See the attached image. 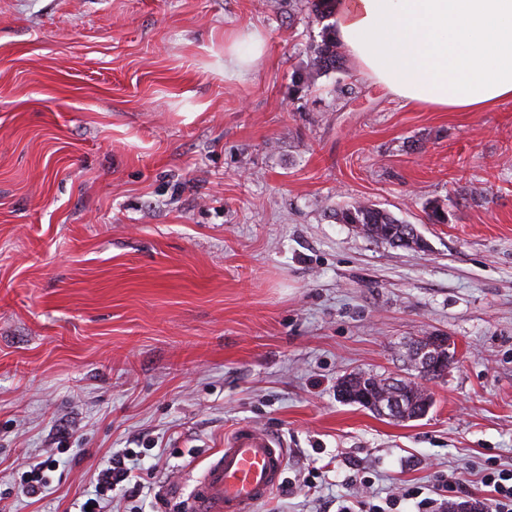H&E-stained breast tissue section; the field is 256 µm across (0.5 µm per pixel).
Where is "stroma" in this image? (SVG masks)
Returning a JSON list of instances; mask_svg holds the SVG:
<instances>
[{
    "label": "stroma",
    "instance_id": "obj_1",
    "mask_svg": "<svg viewBox=\"0 0 512 512\" xmlns=\"http://www.w3.org/2000/svg\"><path fill=\"white\" fill-rule=\"evenodd\" d=\"M243 30L265 53L224 69ZM321 30L288 0H0V503L72 512L110 452L151 491L109 512H184L235 427L280 436L258 512H337L439 474L485 499L512 468V100L438 112L335 76L294 91ZM481 196L469 197L471 187ZM366 202L427 251L337 223ZM437 202L448 221L429 223ZM448 337L433 404L397 421L336 397L410 377ZM57 458L42 497L11 495Z\"/></svg>",
    "mask_w": 512,
    "mask_h": 512
}]
</instances>
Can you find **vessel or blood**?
I'll use <instances>...</instances> for the list:
<instances>
[{"label":"vessel or blood","instance_id":"vessel-or-blood-1","mask_svg":"<svg viewBox=\"0 0 512 512\" xmlns=\"http://www.w3.org/2000/svg\"><path fill=\"white\" fill-rule=\"evenodd\" d=\"M286 457L279 437L238 426L197 478L189 512H256L281 485Z\"/></svg>","mask_w":512,"mask_h":512}]
</instances>
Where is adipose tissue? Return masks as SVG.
I'll list each match as a JSON object with an SVG mask.
<instances>
[{
    "mask_svg": "<svg viewBox=\"0 0 512 512\" xmlns=\"http://www.w3.org/2000/svg\"><path fill=\"white\" fill-rule=\"evenodd\" d=\"M359 74L444 112L512 99V0H336L329 19Z\"/></svg>",
    "mask_w": 512,
    "mask_h": 512,
    "instance_id": "ef3b65f1",
    "label": "adipose tissue"
}]
</instances>
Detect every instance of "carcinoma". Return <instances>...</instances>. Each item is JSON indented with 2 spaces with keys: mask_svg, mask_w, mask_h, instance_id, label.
<instances>
[{
  "mask_svg": "<svg viewBox=\"0 0 512 512\" xmlns=\"http://www.w3.org/2000/svg\"><path fill=\"white\" fill-rule=\"evenodd\" d=\"M333 0H305L308 8L322 24L319 39L312 41L304 69L293 75V86L298 89L311 86L317 76L347 73L346 58L341 46L333 36L330 24V4ZM336 220L341 224H353L363 235L392 246L412 248L418 244V231L413 224H405L390 213L373 204L356 202L336 211ZM417 370V376L425 380L438 379L448 372V348L436 352L429 358L427 369L420 371L418 365L410 363ZM341 392L349 396V402L368 407L369 400L387 402L393 398L402 410L394 415L396 420H411L427 413L432 405L429 394L422 391L420 384L410 378H379L362 373L350 374L339 384Z\"/></svg>",
  "mask_w": 512,
  "mask_h": 512,
  "instance_id": "obj_1",
  "label": "carcinoma"
}]
</instances>
